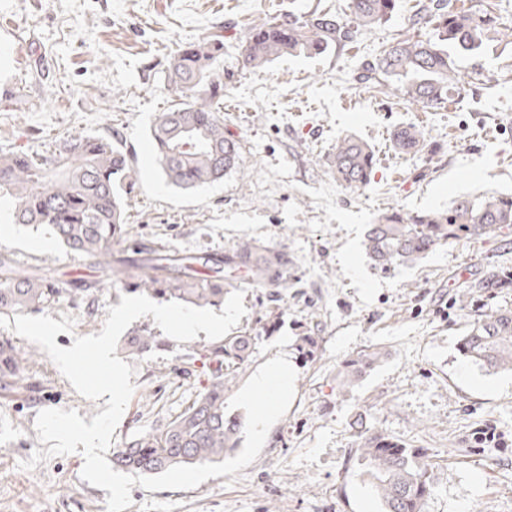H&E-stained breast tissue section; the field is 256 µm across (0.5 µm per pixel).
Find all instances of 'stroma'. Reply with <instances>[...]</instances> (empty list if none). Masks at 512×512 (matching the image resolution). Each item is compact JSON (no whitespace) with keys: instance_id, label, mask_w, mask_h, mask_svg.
Here are the masks:
<instances>
[{"instance_id":"obj_1","label":"stroma","mask_w":512,"mask_h":512,"mask_svg":"<svg viewBox=\"0 0 512 512\" xmlns=\"http://www.w3.org/2000/svg\"><path fill=\"white\" fill-rule=\"evenodd\" d=\"M425 2L399 0L386 23L320 56L251 68L241 42L250 27L314 11L343 16L350 0H0V151L44 154L70 135L112 136L137 171L128 241L203 257L251 239L288 258L282 285L224 276L225 294L243 291L247 309L232 333L250 338L248 362L224 396L283 352L298 373L289 410L249 466L190 490L133 485L125 512H382L356 452L359 422L426 452L433 491L424 512H512V373L486 372L459 351L475 314L512 309V288L479 285L512 272V226L438 247L389 276L373 274L362 248L368 224L387 209L512 193V44L497 34L512 26V0H454L491 8L497 24L478 55L454 57L463 97L427 108L408 102L396 79L364 77ZM205 38L224 42L220 115L244 171L184 191L165 181L146 146L172 99V56ZM403 126L422 129L429 151L401 152L393 135ZM345 136L375 155L371 182L358 190L330 170ZM0 251L24 268L49 266L69 289L45 309L75 319L72 332L56 335L60 347L100 333L125 293L46 228L7 225ZM206 342L202 331L190 342L162 333L142 354L117 348L136 373L114 447L202 393L215 362L184 366ZM364 350L382 357L341 386L343 364ZM105 407L80 396L44 352L16 386L0 389V512H106L107 490L81 478V453L20 467L40 446L38 412L73 409L88 422Z\"/></svg>"}]
</instances>
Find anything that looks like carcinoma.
Instances as JSON below:
<instances>
[{"label":"carcinoma","instance_id":"cac0c4a2","mask_svg":"<svg viewBox=\"0 0 512 512\" xmlns=\"http://www.w3.org/2000/svg\"><path fill=\"white\" fill-rule=\"evenodd\" d=\"M397 0H350V15L312 13L286 23L272 21L249 30L242 38L244 62L262 66L283 54L314 57L359 33L387 21ZM434 26L435 35L422 39L403 34L379 52L366 71H377L403 82L413 102L434 108L460 93L463 85L448 49L476 53L495 17L453 7L449 0H431L414 15L412 28ZM223 46L200 41L179 50L169 66L168 87L179 97L175 107L155 115L150 138L162 175L182 190L220 182L241 171L238 143L224 135V119L216 103L224 97L222 75L215 63ZM341 185L368 184L375 165L371 147L352 137L336 141L330 160ZM135 181V170L112 138L73 135L50 155L0 153V201L10 204L15 224L46 225L70 251L91 260L110 281L128 282L160 298L177 299L198 308L224 302L220 281L198 274L195 265H234L247 269L263 286L287 278L288 258L278 250L242 240L223 257H188L173 249H146L124 242L123 190ZM512 224V194L459 198L446 209L408 212L392 208L368 225L365 254L381 275L417 263L438 246L461 238H478ZM124 243L121 254L114 245ZM478 288H512V274H493ZM67 294L47 272L19 268L11 254L0 252V315L37 310ZM158 344L149 328L130 332L126 350L140 354ZM462 355L487 371H512V310H491L478 316L462 337ZM250 355V338L226 336L203 356L224 357L211 371L208 384L181 414L136 432L112 454V463L136 474H158L174 465L221 462L238 447L242 427L238 417L224 412V391L236 379ZM36 356L8 342L0 343V387L10 388ZM379 360L363 352L345 362L342 382L354 383ZM364 475L383 512H424L433 490L430 465L419 448H407L381 431L357 435Z\"/></svg>","mask_w":512,"mask_h":512}]
</instances>
